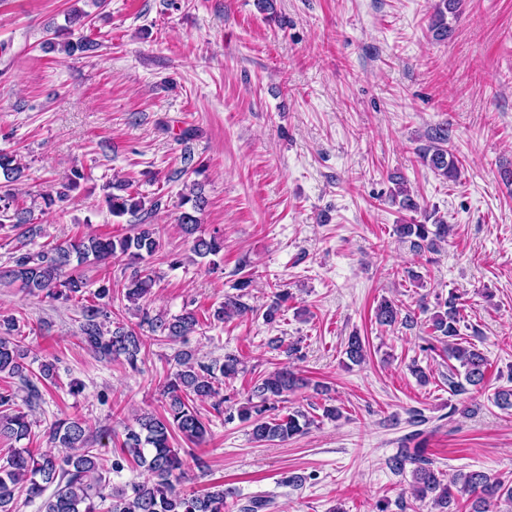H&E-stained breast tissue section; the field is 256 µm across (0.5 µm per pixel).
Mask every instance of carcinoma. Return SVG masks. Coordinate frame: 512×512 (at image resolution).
<instances>
[{
	"label": "carcinoma",
	"instance_id": "1",
	"mask_svg": "<svg viewBox=\"0 0 512 512\" xmlns=\"http://www.w3.org/2000/svg\"><path fill=\"white\" fill-rule=\"evenodd\" d=\"M463 0H435L430 15L429 32L436 41L448 39L452 26L448 18L456 19ZM87 14L73 10L67 15L65 28L71 38L62 43V50L69 57L89 55L97 51L99 43L75 31L85 27ZM430 145L420 150V159L435 175L445 181H456L459 176L458 159L451 143V130L438 126L429 135ZM0 174L5 184H0V230L18 231L17 255L12 265L0 271V277L16 283L32 295H41L53 301L78 302L84 300L87 283L77 273L76 266L102 264L114 256L126 258L132 269L126 285V298L133 304L149 296L157 283L152 271L142 267L146 259L160 250L155 225L148 222V215L158 209L161 201L145 199L130 190L129 184L116 181L105 185L103 202L114 217L129 215L135 218L132 232L122 235H87L58 243L48 250L30 252L26 242L41 235L40 225L33 223L32 211L17 203V195L10 184L22 174V166L14 152L0 150ZM90 179L83 169L74 168L61 189L45 196L48 207L56 206L68 198V192L77 189L81 182ZM389 200L401 211L421 215L422 220L399 224L395 231L400 240L421 249H436L437 243L448 241L452 225L437 211L423 210L407 189L404 178H391ZM185 201L191 210L182 212L178 222L183 233L191 239L190 251L200 257L217 256L224 251V238L215 231L208 237L199 234V214L205 208L206 199L202 186L193 183ZM112 283L104 278L91 292V301L81 306L82 320L79 339L96 358L112 362L121 360L131 369H137L139 355L144 346L138 331L147 325L152 335L165 341L176 342L196 332L201 326L198 313L186 309L183 313L167 317L162 314H144L137 326H129L112 320ZM463 303L454 292L439 304V310L430 317L431 336L448 346V359L459 363L450 366L448 388L454 394H462L467 387L484 383L487 359L472 343L463 341L460 323L463 321ZM248 307L241 296L224 299L216 308L213 318L224 321L231 315H242ZM401 306L384 300L376 307L375 319L381 326L398 322ZM344 354L354 364L365 360L366 348L357 335L348 338ZM28 348L14 315H0V374L16 378L27 389L25 405L31 409L41 401L38 383L53 379L56 366L43 363L39 376H33L26 359ZM179 369L162 386L165 415L142 413L136 417V425L125 428V439L120 453L113 454L106 463L92 448L84 424L79 419L66 418L56 421L48 431L49 442L55 452H39L31 448H9L0 462V512H14L16 490L25 491L28 502L40 501L38 512H100V506L109 503L107 512H228V498L236 493L222 485L202 495L185 494L176 488L184 474L185 462L181 449L173 447V434L200 444L209 432L195 407L196 401L215 400L219 407L226 402L221 396V378L238 373L241 360L235 355L224 356L223 362L211 365H194L192 354L181 351L175 356ZM463 369V380L458 381V369ZM302 385V380L288 369H281L258 379L253 387L257 403L238 408V418L248 423L250 434L256 442H286L306 433L313 420L300 410L276 414V403L282 402L288 393ZM17 393L6 389L0 392V437L21 441L31 434L29 413L15 403ZM134 461L147 473L142 482H130L123 486L112 485L111 475L119 474L128 462ZM389 468L401 474L412 466L414 499L431 503L438 512H453L459 498L471 501V512H500L498 504L512 505V485L492 480L479 471L458 474L452 483L445 482L444 473L433 467L422 449L411 453L401 451L388 461ZM50 495H45L49 487Z\"/></svg>",
	"mask_w": 512,
	"mask_h": 512
}]
</instances>
